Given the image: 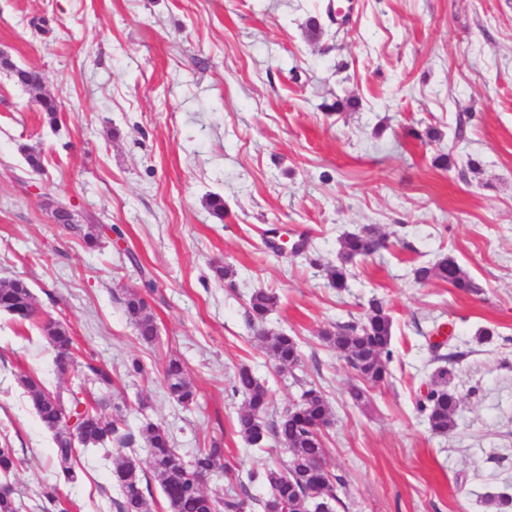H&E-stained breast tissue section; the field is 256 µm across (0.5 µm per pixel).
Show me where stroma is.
Instances as JSON below:
<instances>
[{"label":"stroma","mask_w":512,"mask_h":512,"mask_svg":"<svg viewBox=\"0 0 512 512\" xmlns=\"http://www.w3.org/2000/svg\"><path fill=\"white\" fill-rule=\"evenodd\" d=\"M337 2L0 0V50L39 71L59 103L49 126L0 72V278L25 281L37 309L68 327L77 358L111 372V388L83 394L102 417L118 406L130 430L162 423L187 454L221 444L227 469L208 488L263 497L247 471L287 459L235 431L244 399L231 384L247 366L274 410L308 383L325 395L346 512H499V495L512 496V0H350L343 26L326 15ZM26 147L43 172H29ZM213 194L223 219L208 209ZM50 200L96 214L110 228L101 245L53 223ZM371 224L387 249L332 288L323 267L340 237ZM276 229L304 251L270 249ZM445 255L475 292L416 279ZM217 265L233 278L218 279ZM143 268L153 345L121 303L143 291ZM258 289L279 296L264 328L297 337L296 369L277 368L248 323ZM374 296L393 321L391 377L357 404L353 370L320 332ZM442 326L462 407L436 436L417 403ZM52 357L34 326L0 312V446L15 448L12 481L29 504L52 477L53 442L17 379L38 374L70 399L75 379ZM172 357L198 389L187 409L163 382ZM134 358L144 376H127ZM110 467L81 454L71 512H116L102 494Z\"/></svg>","instance_id":"stroma-1"}]
</instances>
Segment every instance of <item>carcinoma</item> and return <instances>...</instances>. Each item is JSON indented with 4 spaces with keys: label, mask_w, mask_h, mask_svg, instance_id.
<instances>
[{
    "label": "carcinoma",
    "mask_w": 512,
    "mask_h": 512,
    "mask_svg": "<svg viewBox=\"0 0 512 512\" xmlns=\"http://www.w3.org/2000/svg\"><path fill=\"white\" fill-rule=\"evenodd\" d=\"M0 66L13 71L14 81L33 93L50 127L58 122L59 106L50 96L42 95L39 72L13 64L0 55ZM74 231L82 234L91 247L100 242L101 230L85 216L86 229L77 227L79 220L70 216ZM386 246V237L372 227L345 234L340 239L336 262L325 266L328 284L338 291L349 287L352 269L357 261L365 259ZM415 276L421 281L445 282L461 292H471L476 284L454 259L443 256L433 263L420 266ZM278 296L267 290H257L249 298L247 312L250 322L263 323L277 306ZM123 305L135 318L139 339L148 345L158 340V327L149 302L138 292L125 294ZM11 315L19 323H30L40 332L55 352L59 369L72 365L76 388L86 385L110 388L112 374L92 360L78 361L73 356V338L69 331L48 314H40L32 302L27 284L17 279L0 278V311ZM270 358L280 368L290 370L299 366L300 353L296 338L284 333L259 332ZM329 346L340 352L359 381L375 386L387 380L392 359V319L384 303L374 297L363 308L358 318L338 323L322 331ZM440 346H432V388L418 409L426 414L433 434L443 436L456 426L461 398L451 387L454 375L448 369V356L438 353ZM164 378L170 397L179 406L188 408L197 403L196 387L186 379L183 363L171 358L164 366ZM19 383L28 395L36 414L54 444L52 466L54 482L44 485L39 505L41 512H67L60 488L75 487L78 473L74 462L79 452L98 448L110 453L107 444L117 445L122 451L136 443V435L125 429V417L116 408L112 419L102 418L89 403H81L72 393L70 405L48 390L34 374H23ZM232 391L244 398L246 409L238 414L236 432L251 446L262 447L269 439L279 442L288 453V463L270 466L248 473L249 482L264 485L267 493L260 499L240 495L208 492L204 478L221 465L224 449L214 443L209 448H197L190 458L174 447L171 434L162 425L152 421L142 424L139 436L146 442L145 457L133 453L113 463L110 471L112 485L119 491L113 500L117 512H151L148 496L152 495V475L159 483L168 512H310L309 504L317 497L328 503L327 512L343 505L338 491L345 486L342 476L331 472L325 461L326 448L323 431L331 424L328 401L321 391L310 385L300 399L274 416H269L272 399L268 389L242 366L232 382ZM20 460L15 449L0 447V512H22L23 502L17 497L10 475Z\"/></svg>",
    "instance_id": "cac0c4a2"
}]
</instances>
